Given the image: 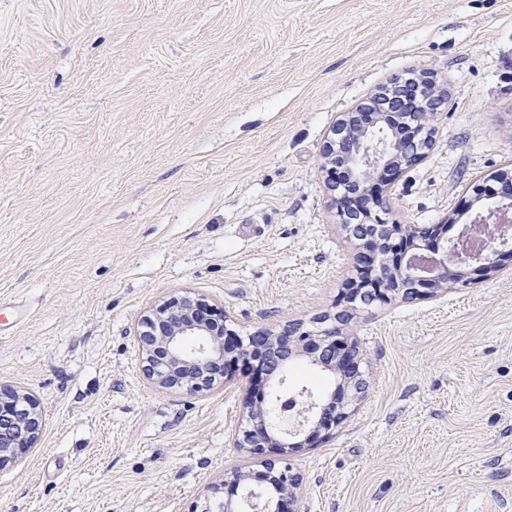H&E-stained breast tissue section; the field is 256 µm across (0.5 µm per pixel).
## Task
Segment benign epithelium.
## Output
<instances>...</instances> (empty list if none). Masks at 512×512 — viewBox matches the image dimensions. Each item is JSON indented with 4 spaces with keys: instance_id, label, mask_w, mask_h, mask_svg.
I'll return each instance as SVG.
<instances>
[{
    "instance_id": "7a95c632",
    "label": "benign epithelium",
    "mask_w": 512,
    "mask_h": 512,
    "mask_svg": "<svg viewBox=\"0 0 512 512\" xmlns=\"http://www.w3.org/2000/svg\"><path fill=\"white\" fill-rule=\"evenodd\" d=\"M434 111L428 105L421 112L397 113L415 132L408 145L389 142L375 121L358 123V112L336 123L326 142L325 160L332 190L341 192L349 209L368 210V199L363 193L348 194L344 173L364 185L378 169L411 166L430 149L427 116ZM506 213L512 214L511 192L495 197L473 223L464 225L452 244L436 225H372L358 262L370 301L411 299L423 289L444 292L449 278L458 277L465 268L487 275L496 272V258L509 242L490 235L489 225ZM138 342L146 377L167 389L196 393L231 380L241 369L252 375L258 396L247 401V418L236 446L260 459L262 470L224 474L223 484L213 488L200 512H234L231 497L237 495L243 510L250 512L249 497L255 494L262 500L259 512H296L301 477L285 462L299 449L323 440L348 417L346 393L335 390L310 401L299 392L280 404L272 403L270 396L286 384L284 368L301 352L317 364L342 370L353 385L360 384L358 347L334 325L312 331L296 323L277 334L245 340L227 327L226 316L213 313L203 299L188 293L173 296L142 316ZM39 423L38 406L29 394L0 384V466L31 446Z\"/></svg>"
}]
</instances>
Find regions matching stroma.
Returning a JSON list of instances; mask_svg holds the SVG:
<instances>
[{
	"mask_svg": "<svg viewBox=\"0 0 512 512\" xmlns=\"http://www.w3.org/2000/svg\"><path fill=\"white\" fill-rule=\"evenodd\" d=\"M448 97L380 178L391 224L464 223L512 167V0H0V383L39 404L0 512H199L249 378L151 384L141 316L191 290L240 335L342 315L365 387L288 459L299 512H512V257L353 306L323 168L344 113L406 74Z\"/></svg>",
	"mask_w": 512,
	"mask_h": 512,
	"instance_id": "1",
	"label": "stroma"
}]
</instances>
